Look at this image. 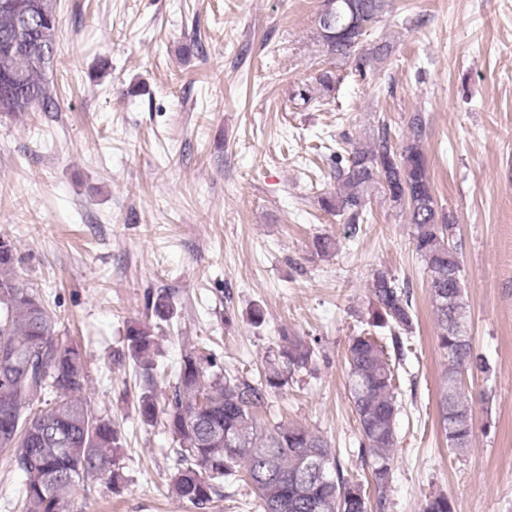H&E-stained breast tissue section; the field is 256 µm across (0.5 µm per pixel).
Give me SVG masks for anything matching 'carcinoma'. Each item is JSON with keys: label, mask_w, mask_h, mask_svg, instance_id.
I'll return each instance as SVG.
<instances>
[{"label": "carcinoma", "mask_w": 512, "mask_h": 512, "mask_svg": "<svg viewBox=\"0 0 512 512\" xmlns=\"http://www.w3.org/2000/svg\"><path fill=\"white\" fill-rule=\"evenodd\" d=\"M47 28L44 45L6 51L18 25L15 6L0 5V113L29 112L51 101L48 71L57 51L58 22L53 0H37ZM391 0H326L318 17L319 42L330 63L350 65L358 76L389 58L385 42H367V31L388 12ZM323 95L333 97L339 77L325 69L316 76ZM425 123L413 117L399 146L389 128L378 140L355 142L336 153L330 176L336 191L320 196L323 210L356 225L369 221L368 197L382 190L391 206L406 213L415 250L430 272L429 294L436 323V343L448 359L439 393L441 431L448 447L462 451L475 434L474 400L464 373L490 371L473 348L463 297L456 224L439 209L424 151ZM17 246L0 237V454L24 477L27 512H68L74 493L87 479L116 486L122 479L119 432L112 419L91 409L83 393L88 373L82 349L59 338L58 318L40 295L13 274ZM372 326L390 335L403 355L402 335L412 332L410 287L387 269L373 273L369 289ZM145 320L127 327V357L154 386L160 373L154 359L155 328L176 314L173 296L147 297ZM277 358L267 362L259 380L209 370L207 357L193 351L180 363L172 389L159 404L149 389L137 403L140 420L162 421L177 444L169 490L207 512L224 482L239 479L263 503V512H371L362 483L344 474L328 442L304 426L278 424L258 429L256 414L272 393H280L293 375L313 362L314 349L301 336L282 332ZM376 336L350 339L347 382L361 434V458L371 472L378 508L392 475L397 445L396 422L402 411L396 364ZM423 512H456L445 494L426 500Z\"/></svg>", "instance_id": "1"}]
</instances>
